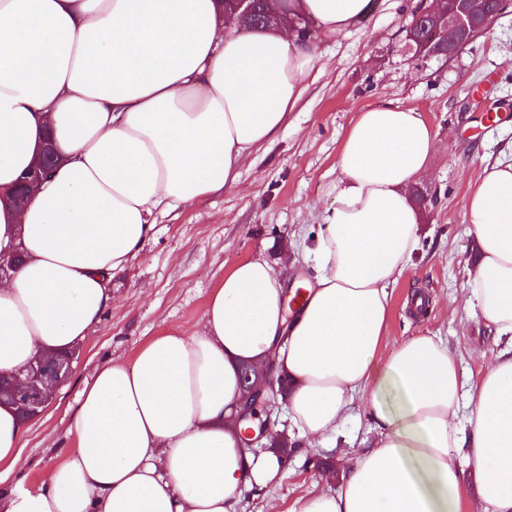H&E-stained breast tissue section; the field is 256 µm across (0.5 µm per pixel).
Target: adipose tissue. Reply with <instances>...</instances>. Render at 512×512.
Wrapping results in <instances>:
<instances>
[{"label":"adipose tissue","mask_w":512,"mask_h":512,"mask_svg":"<svg viewBox=\"0 0 512 512\" xmlns=\"http://www.w3.org/2000/svg\"><path fill=\"white\" fill-rule=\"evenodd\" d=\"M291 7L332 34L370 0ZM317 62L293 28L239 34L219 0H0V254L24 248L0 282V375L22 378L39 354L80 344L154 214L236 185ZM48 141L62 161L16 210L13 184ZM434 149L420 112H358L302 301L288 307L265 258L235 265L194 332L167 331L133 363L98 366L69 429L74 447L36 490L0 492V512H245L286 465L253 452L258 432L238 418L240 363L267 361L293 381L288 419L302 445L335 434L358 406L374 431L336 484L288 512H512V161L486 165L464 203L478 253L465 304L495 331L487 371L467 378L437 336L380 355L390 287L420 245L410 189ZM23 434L0 406V464L22 467Z\"/></svg>","instance_id":"obj_1"}]
</instances>
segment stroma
I'll return each instance as SVG.
<instances>
[{
    "label": "stroma",
    "mask_w": 512,
    "mask_h": 512,
    "mask_svg": "<svg viewBox=\"0 0 512 512\" xmlns=\"http://www.w3.org/2000/svg\"><path fill=\"white\" fill-rule=\"evenodd\" d=\"M420 0H371L354 26L315 43L319 58L304 77L303 94L271 144L244 161L238 184L223 194L169 214H157L153 237L117 272L113 306L81 343L72 376L47 409L28 425L22 458L27 466L0 479V488L36 489L73 447L68 434L84 385L113 358L132 362L138 349L171 329L194 330L225 273L261 256L282 272L289 288L312 277L301 245L312 238L332 201L331 185L344 135L357 112L393 103L421 112L436 139L427 176L415 185L421 205V247L392 287L389 345L410 336H438L455 350L467 375L487 368L473 351L493 334L462 308L466 268L476 259L463 203L483 167L512 158V118L490 125L487 113L512 107V12L495 20L471 46L452 58L415 57L404 28ZM423 291L432 309L412 313L411 291ZM362 411H354L331 447L288 450V465L266 501L280 508L321 482L322 461L351 456L371 439Z\"/></svg>",
    "instance_id": "1"
}]
</instances>
